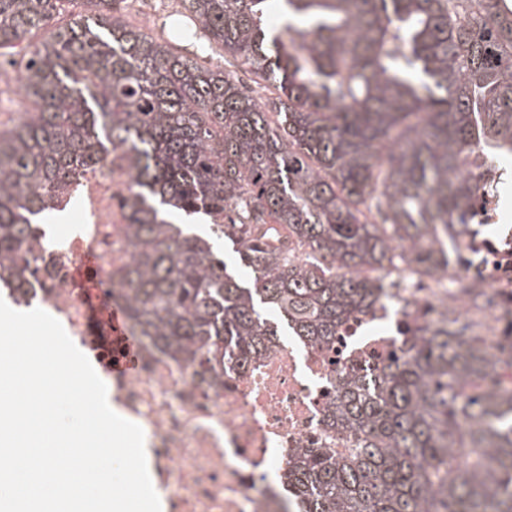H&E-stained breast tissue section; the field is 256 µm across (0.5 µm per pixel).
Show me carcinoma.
<instances>
[{"label":"carcinoma","instance_id":"1","mask_svg":"<svg viewBox=\"0 0 512 512\" xmlns=\"http://www.w3.org/2000/svg\"><path fill=\"white\" fill-rule=\"evenodd\" d=\"M122 0H0V56L27 42L26 109L0 121V280L27 296L52 276L36 220L116 154L133 246L119 299L131 335L204 382L279 335L327 343L381 295L393 242L430 279L512 157V0H180L182 41L203 31L280 97L276 112L221 67L177 54L114 15ZM88 8L62 22L64 13ZM283 128L288 142L277 133ZM210 219L251 269L169 220ZM512 335L488 345L450 313L372 377L340 388L348 457L290 465L302 512H512ZM466 449L469 467H448Z\"/></svg>","mask_w":512,"mask_h":512}]
</instances>
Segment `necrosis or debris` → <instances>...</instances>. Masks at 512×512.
<instances>
[{
    "label": "necrosis or debris",
    "instance_id": "obj_1",
    "mask_svg": "<svg viewBox=\"0 0 512 512\" xmlns=\"http://www.w3.org/2000/svg\"><path fill=\"white\" fill-rule=\"evenodd\" d=\"M123 181L104 160L81 183L77 224L64 235L45 230L31 243L57 270L42 285L41 305L74 343L92 349L96 368L112 349L99 341L103 328L73 285L72 272L87 254L96 255L99 297L115 303L118 271L131 259L118 205ZM496 202L484 196L480 212L481 222L496 225V239L465 237L437 280L421 278L408 262L407 246L398 245L394 275L404 304L377 301L345 322L331 343L276 338L247 364L225 362L219 384L201 381L193 366L140 343L135 370L108 378L110 405L144 431L162 512H298L286 478L294 454L303 448L340 453L352 444L332 417L341 374L374 375L391 353L409 345L412 330L433 325L456 304L460 285L483 291L476 319L486 335L512 334V225L502 223Z\"/></svg>",
    "mask_w": 512,
    "mask_h": 512
}]
</instances>
